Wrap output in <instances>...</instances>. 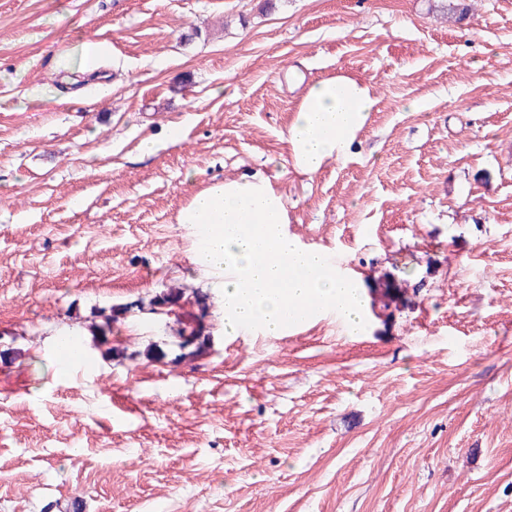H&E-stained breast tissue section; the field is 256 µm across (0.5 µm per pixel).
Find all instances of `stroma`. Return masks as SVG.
Segmentation results:
<instances>
[{
	"label": "stroma",
	"instance_id": "obj_1",
	"mask_svg": "<svg viewBox=\"0 0 512 512\" xmlns=\"http://www.w3.org/2000/svg\"><path fill=\"white\" fill-rule=\"evenodd\" d=\"M264 2L0 0V512H512V0L457 23ZM294 67L376 92L356 154L311 180L283 140ZM253 175L289 237L406 306L355 337L225 334L176 217ZM172 288L208 313L184 359L165 315L129 311Z\"/></svg>",
	"mask_w": 512,
	"mask_h": 512
}]
</instances>
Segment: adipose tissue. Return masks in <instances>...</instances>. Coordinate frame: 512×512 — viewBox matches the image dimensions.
Here are the masks:
<instances>
[{
	"label": "adipose tissue",
	"instance_id": "obj_1",
	"mask_svg": "<svg viewBox=\"0 0 512 512\" xmlns=\"http://www.w3.org/2000/svg\"><path fill=\"white\" fill-rule=\"evenodd\" d=\"M376 104L371 85L339 74L308 83L284 135L297 172L312 177L350 156ZM287 203L268 179L216 182L195 193L177 217L195 230L192 261L224 292L228 332H284L287 305L313 317L336 310L348 335L361 332L363 286L336 270L333 256L288 237Z\"/></svg>",
	"mask_w": 512,
	"mask_h": 512
}]
</instances>
